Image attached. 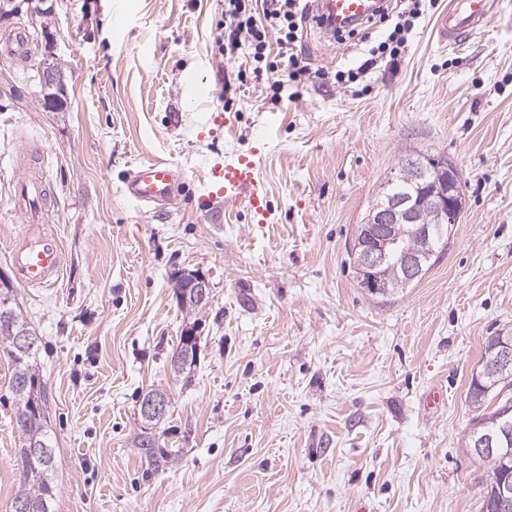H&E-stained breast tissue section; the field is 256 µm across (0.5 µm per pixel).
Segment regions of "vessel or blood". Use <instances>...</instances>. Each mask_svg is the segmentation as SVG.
<instances>
[{"label":"vessel or blood","instance_id":"obj_1","mask_svg":"<svg viewBox=\"0 0 512 512\" xmlns=\"http://www.w3.org/2000/svg\"><path fill=\"white\" fill-rule=\"evenodd\" d=\"M492 0H454L448 13L441 16L439 27L449 42H457L474 33L490 16ZM320 11L333 26L343 27L363 20L374 12L373 0H321ZM182 180L181 169L164 159L139 165L126 181L125 196L148 205L167 201ZM42 180L22 177L14 186L17 201L28 202L43 196ZM211 197L227 201L244 200L257 221L267 213L268 187L259 176L254 153L239 155L231 163L213 168L208 180ZM11 261L20 281L28 287L52 286L63 266L59 241L47 234H28L11 251Z\"/></svg>","mask_w":512,"mask_h":512}]
</instances>
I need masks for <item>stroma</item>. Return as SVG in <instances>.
<instances>
[{"instance_id":"stroma-1","label":"stroma","mask_w":512,"mask_h":512,"mask_svg":"<svg viewBox=\"0 0 512 512\" xmlns=\"http://www.w3.org/2000/svg\"><path fill=\"white\" fill-rule=\"evenodd\" d=\"M436 0L396 70L352 83L365 43L308 28L299 79L222 54L224 0H47L67 108L37 79L44 42L29 13L0 15V276L41 338L58 457L56 512H482L488 466L470 455L467 397L487 337L512 332V0L481 31L441 36ZM453 159L466 212L441 259L388 300L359 288L346 247L403 149ZM258 149L269 186L257 223L244 201L209 200L215 165ZM182 168L165 205L130 202L133 166ZM39 170L49 193L28 224L12 189ZM54 235L51 288L18 281L11 249ZM203 271L213 298L182 308L173 278ZM196 326L197 364L170 371ZM0 348V512L17 490ZM448 392L431 412L433 386ZM171 398L157 431L171 462L152 477L135 448L141 393Z\"/></svg>"}]
</instances>
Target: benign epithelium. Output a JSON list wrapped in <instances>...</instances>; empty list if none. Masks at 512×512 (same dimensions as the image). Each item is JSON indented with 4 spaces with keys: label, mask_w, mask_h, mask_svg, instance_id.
<instances>
[{
    "label": "benign epithelium",
    "mask_w": 512,
    "mask_h": 512,
    "mask_svg": "<svg viewBox=\"0 0 512 512\" xmlns=\"http://www.w3.org/2000/svg\"><path fill=\"white\" fill-rule=\"evenodd\" d=\"M32 20H40V34L46 47H51L54 34L51 30V14L48 11L31 14ZM39 83L49 100H59L67 96L65 76L53 58L46 55L38 67ZM428 155L412 149L405 153L400 167H395L387 173L385 185L391 186L400 181L401 171L408 170L414 177H423L424 160ZM459 169L451 159H444L437 166V177L434 184L428 186L427 194L419 193L397 195L387 194L378 200L369 210L363 221L354 225L351 242L354 252L358 253L356 270L361 286L375 296L386 297L390 293L389 273H375L388 257V251L399 234V226L403 224L419 225V236L422 246L413 253L402 256L399 261L403 279L411 282L423 273L424 263L429 259L428 230L425 226L424 212L431 211L433 221L437 224L454 226L460 223L464 209L465 197L458 191ZM186 278L191 280V298L197 306H208L212 301V288L209 278L203 272L186 271ZM497 353L493 363L503 374V382L512 379V336H499ZM167 409L166 397L157 393L141 396L139 410L145 419L155 421L163 417ZM485 426V421L477 419L472 423L469 437L474 448L475 456L497 462L512 455V450L504 447L505 442L512 437L507 433L499 435L486 433L478 435L479 428ZM494 495L499 505L505 509L512 506V484L494 480Z\"/></svg>",
    "instance_id": "benign-epithelium-1"
}]
</instances>
